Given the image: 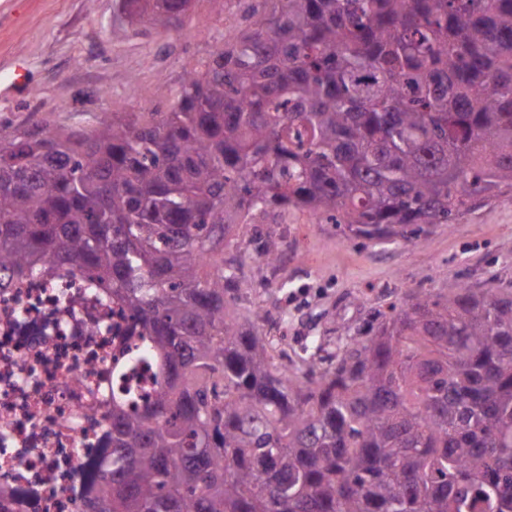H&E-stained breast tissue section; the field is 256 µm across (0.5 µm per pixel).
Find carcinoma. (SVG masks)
I'll list each match as a JSON object with an SVG mask.
<instances>
[{
    "label": "carcinoma",
    "instance_id": "obj_1",
    "mask_svg": "<svg viewBox=\"0 0 512 512\" xmlns=\"http://www.w3.org/2000/svg\"><path fill=\"white\" fill-rule=\"evenodd\" d=\"M176 29L187 0H118ZM512 200V0H262L167 112L0 133V272L112 289L154 363L87 512H512V282L275 361L224 241L288 207L412 241Z\"/></svg>",
    "mask_w": 512,
    "mask_h": 512
}]
</instances>
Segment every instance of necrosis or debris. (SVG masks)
I'll return each mask as SVG.
<instances>
[{
	"label": "necrosis or debris",
	"mask_w": 512,
	"mask_h": 512,
	"mask_svg": "<svg viewBox=\"0 0 512 512\" xmlns=\"http://www.w3.org/2000/svg\"><path fill=\"white\" fill-rule=\"evenodd\" d=\"M108 288L46 263L0 286V512H82L112 457V398L141 402L152 364Z\"/></svg>",
	"instance_id": "necrosis-or-debris-1"
}]
</instances>
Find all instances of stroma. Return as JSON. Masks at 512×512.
<instances>
[{
    "mask_svg": "<svg viewBox=\"0 0 512 512\" xmlns=\"http://www.w3.org/2000/svg\"><path fill=\"white\" fill-rule=\"evenodd\" d=\"M252 0H194L180 30H120L116 0H0V130L90 128L102 112H164L185 71L245 24ZM27 69L12 81L16 60ZM167 95H159L158 84ZM225 259L245 254L243 306L268 311L263 333L284 339L289 357L312 340L334 350L406 291L487 288L512 280V201L494 199L438 224L412 243L350 238L305 209L270 211L234 231ZM286 264L255 258L270 241Z\"/></svg>",
    "mask_w": 512,
    "mask_h": 512,
    "instance_id": "1",
    "label": "stroma"
}]
</instances>
